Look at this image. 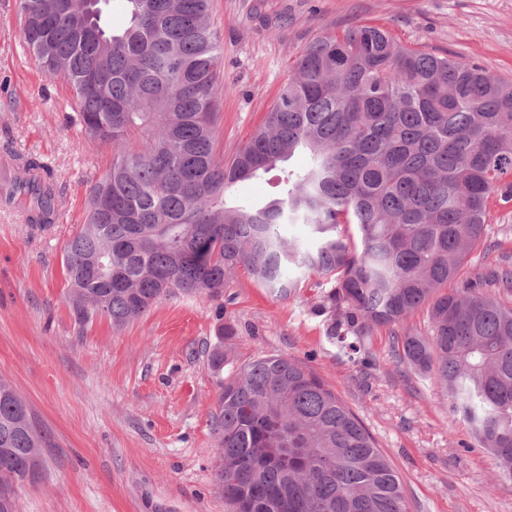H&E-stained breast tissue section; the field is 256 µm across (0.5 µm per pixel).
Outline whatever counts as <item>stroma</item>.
<instances>
[{
	"instance_id": "1",
	"label": "stroma",
	"mask_w": 512,
	"mask_h": 512,
	"mask_svg": "<svg viewBox=\"0 0 512 512\" xmlns=\"http://www.w3.org/2000/svg\"><path fill=\"white\" fill-rule=\"evenodd\" d=\"M211 19L224 69L216 151L227 160L323 35L377 25L404 46L512 80V0H212ZM73 116L65 81L43 72L24 44L18 0H0V155L41 157L64 213L40 231L0 206V376L46 438L17 512H227L214 478L219 382L259 354L306 366L358 416L411 512H512V480L470 447L439 380L396 356L398 336L428 332L425 310L375 329L354 353L328 336L329 283L313 277L278 298L238 268L221 298L176 296L120 328L104 318L79 324L63 248L112 149ZM494 214L473 266L512 255V206ZM227 324L236 334L224 341L228 360L217 373L208 350Z\"/></svg>"
}]
</instances>
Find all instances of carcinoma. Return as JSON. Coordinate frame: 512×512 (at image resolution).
Masks as SVG:
<instances>
[{
	"instance_id": "cac0c4a2",
	"label": "carcinoma",
	"mask_w": 512,
	"mask_h": 512,
	"mask_svg": "<svg viewBox=\"0 0 512 512\" xmlns=\"http://www.w3.org/2000/svg\"><path fill=\"white\" fill-rule=\"evenodd\" d=\"M19 0L24 41L62 76L76 120L112 144L90 187L84 224L64 247L68 297L81 324L121 327L162 300L224 295L243 268L278 297L332 280L329 336L357 353L378 327L428 306L429 333L397 343L402 363L434 373L473 445L512 479V262L443 288L482 242L489 201L512 204V82L466 61L398 44L362 25L311 42L265 122L229 161L215 149L219 37L209 0ZM305 152L282 197L228 202L236 184ZM48 169L25 159L9 198L52 224ZM304 224L312 244L286 242ZM219 329L210 366L224 368ZM353 341H348V337ZM215 479L230 512H409L399 476L358 417L302 364L257 355L221 385ZM44 438L0 378V483L41 467Z\"/></svg>"
}]
</instances>
